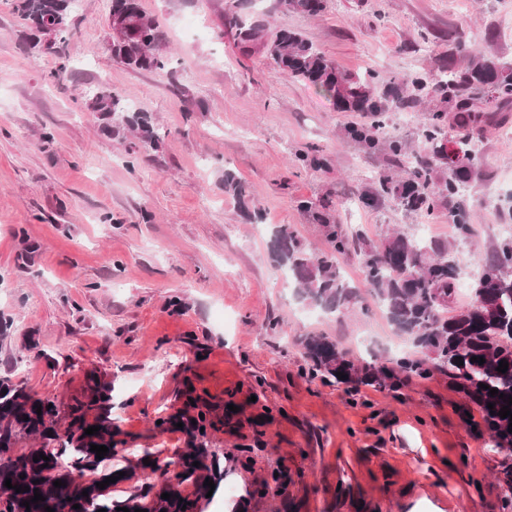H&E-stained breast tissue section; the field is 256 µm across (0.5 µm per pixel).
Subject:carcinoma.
<instances>
[{
    "label": "carcinoma",
    "mask_w": 512,
    "mask_h": 512,
    "mask_svg": "<svg viewBox=\"0 0 512 512\" xmlns=\"http://www.w3.org/2000/svg\"><path fill=\"white\" fill-rule=\"evenodd\" d=\"M66 0H17L16 10L38 33H43L48 18L66 14ZM284 9L309 16L324 10V0H281ZM111 14L123 18L124 26L112 27V55L126 65L142 70L163 69L166 57L161 53L162 35L155 20L139 5V0H112ZM225 24L235 30L234 40L241 51L267 52L287 75L305 81L330 99L340 112H363L377 118L383 112L373 87L375 76L360 78L344 73L322 55L311 42L295 31L268 33L266 25L235 12L225 16ZM458 47L469 55L464 69L456 68L453 58L432 74L435 90L447 96L458 123L469 127L481 122L474 108L480 93H489L504 103L512 102V76L504 73L493 56L475 54L464 47L463 38L455 37ZM88 109L108 117L118 127L139 134L142 147L156 149L160 144L147 113L135 110L109 91H100L88 101ZM447 111L433 113L431 122L422 129L423 140L431 145L433 156L416 154L398 182L387 174L378 178V187L363 197L368 205L392 192L407 211L431 210L434 203H448V215L459 232H469L462 204L470 176L468 166L456 167L443 181L432 180L434 161L438 160V142L445 137ZM313 223L321 227L326 248L311 254L298 233L286 225L271 232V253L275 266L290 272L298 284L300 301L327 313H340L361 302V289L347 281L341 271L340 258L351 249L350 235L335 223L326 206H304ZM364 274L363 287L376 299L394 328L408 337L417 355L403 357L391 364L378 357L358 360L340 348L337 341L324 335L298 336L301 359L309 376L329 385H343L348 396L370 386L396 393L414 379L427 380L434 373L448 376V388L462 395L461 418L473 435L485 439L487 450L503 456L496 479L512 488V419L498 412L512 396V241H506L477 263L483 278L473 280L475 294L482 296L479 305L469 304L448 314L455 300L459 267L449 259L448 244L440 240L420 241L401 233L387 235L378 248L357 252ZM484 358L485 363L475 361ZM508 362V370L497 371L499 362ZM348 378L341 380L337 373ZM487 388L480 387V384ZM498 394L491 396L489 390ZM494 404L490 409L487 404ZM112 385L92 376L82 393L69 402L40 395L24 386L0 380V512H97L105 508L116 512L126 507L131 512H199L209 488L224 480L227 470L224 456L213 448L212 432L230 424L231 412L220 416L200 397L187 395L183 408L162 418L155 434L179 431L187 438L190 451L171 456L144 450L136 464L117 468L109 461L126 460L128 441L119 438L120 429L112 418ZM478 414L480 420L470 418ZM183 423V428L176 423ZM98 426L93 435L85 429ZM39 440L40 446L23 448L21 444ZM105 445L109 452L101 459L90 445ZM44 454L49 460L33 457ZM156 463L152 467L143 459ZM199 462L196 467L193 462ZM271 482L263 484L264 494L275 492L288 499L292 479L288 469L274 462L270 465ZM125 475H119V472ZM155 475L156 483L131 485L124 494L112 495V486L101 489L97 483L115 476L118 482L130 481L137 474ZM11 479L12 487H5ZM64 482L57 488L54 481ZM29 487L18 493L15 487ZM40 492L44 500L22 503ZM88 495H82V492ZM171 494L168 499L162 493ZM80 508L75 509L73 505Z\"/></svg>",
    "instance_id": "1"
}]
</instances>
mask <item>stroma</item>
Returning a JSON list of instances; mask_svg holds the SVG:
<instances>
[{
    "instance_id": "35a3bbf8",
    "label": "stroma",
    "mask_w": 512,
    "mask_h": 512,
    "mask_svg": "<svg viewBox=\"0 0 512 512\" xmlns=\"http://www.w3.org/2000/svg\"><path fill=\"white\" fill-rule=\"evenodd\" d=\"M233 0H140L158 23L170 60L136 70L108 46L111 0H77L58 53L32 49L36 36L0 0V379L67 401L90 375L112 385L120 430L136 447L167 456L178 433L155 434L192 383L211 403L241 409L238 431H220L225 455L262 438L293 476L287 501L253 498L247 512H492L504 495L497 460L462 421L448 378L416 380L399 395L363 387L349 396L301 372L293 337L324 335L354 357H386L397 335L371 295L328 314L301 303L288 271L276 268L273 227L295 229L309 252L325 243L300 207L330 201L337 223L380 245L391 227L446 241L460 266L500 242L512 224V138L506 122L461 128L447 122L444 145L478 144L464 204L469 233L446 206L409 212L391 196L372 206L362 194L378 173L401 180L421 131L439 104L433 89L389 107L366 149L348 127L370 125L340 112L266 54L242 55L223 25ZM242 15L270 31L300 32L344 72L374 74L377 91L454 58L453 34L494 55L512 75V0H325L315 17L278 0H242ZM69 71L53 73L60 61ZM108 90L153 118L159 150L131 154L132 137L87 107ZM407 146L393 158L389 141ZM317 148L328 167H302ZM233 171L259 209L243 218L222 178ZM267 415L262 430L249 418ZM264 457L237 467L205 512H224L225 489L242 495L267 477ZM413 489L411 498L399 495Z\"/></svg>"
}]
</instances>
